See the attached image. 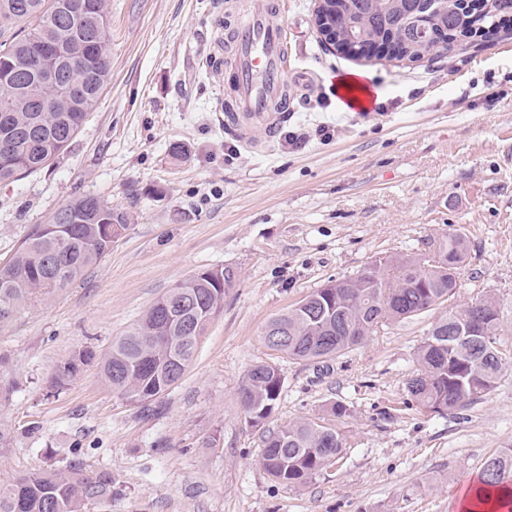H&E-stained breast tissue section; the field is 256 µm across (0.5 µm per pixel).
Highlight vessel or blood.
<instances>
[{
  "label": "vessel or blood",
  "instance_id": "1",
  "mask_svg": "<svg viewBox=\"0 0 512 512\" xmlns=\"http://www.w3.org/2000/svg\"><path fill=\"white\" fill-rule=\"evenodd\" d=\"M233 37L236 109L225 113L224 125L246 149L265 152L287 114L285 30L272 10L259 9L240 21Z\"/></svg>",
  "mask_w": 512,
  "mask_h": 512
}]
</instances>
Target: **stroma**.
<instances>
[{
    "mask_svg": "<svg viewBox=\"0 0 512 512\" xmlns=\"http://www.w3.org/2000/svg\"><path fill=\"white\" fill-rule=\"evenodd\" d=\"M263 2L110 0L111 75L96 109L63 155L0 183V263L79 195L128 222L99 264L0 327V482L77 460L114 478L90 512H458L485 458L512 448V11L431 63L354 60L324 47L314 0H273L288 33V126L336 116L340 127L300 152L230 153L218 107L232 76L206 56L218 22ZM354 71L368 75L374 109L342 105L336 80ZM320 98L328 107L310 111ZM448 235L466 240L468 258L436 310L323 362L268 347L270 318L312 289ZM225 266L237 278L224 311L157 398L160 413L113 391L101 375L113 340L177 282ZM485 294L499 303L506 356L494 388L425 411L407 391L419 346L438 317ZM85 348L93 361L52 387ZM260 363L279 367L283 386L256 427L240 389ZM315 418L343 434L341 458L304 487L275 482L260 464L264 435ZM93 358L94 354L89 349L75 353L67 362L56 369L52 376V384L55 387L68 385L77 376L81 365Z\"/></svg>",
    "mask_w": 512,
    "mask_h": 512,
    "instance_id": "obj_1",
    "label": "stroma"
}]
</instances>
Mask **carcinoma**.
Here are the masks:
<instances>
[{"label":"carcinoma","mask_w":512,"mask_h":512,"mask_svg":"<svg viewBox=\"0 0 512 512\" xmlns=\"http://www.w3.org/2000/svg\"><path fill=\"white\" fill-rule=\"evenodd\" d=\"M396 0H346V21L369 37L394 42L402 58L414 61L434 45L431 34H465L475 19L465 0H442L429 32L408 29ZM512 10V0H488L484 20ZM108 0H0V34L23 29L0 42V183L13 182L45 167L64 153L98 104L108 83L106 43ZM57 67L68 82H82L85 96L68 112L58 111L62 86L40 81L38 70ZM41 101L44 109L33 108ZM127 227L124 214L94 196H77L31 230L13 258L0 264V325L9 322L38 296L68 287L112 250ZM468 256L460 236L440 240L433 255L421 260L389 256L364 269L356 279L341 278L316 288L269 325L288 329L278 351L303 361L338 357L391 321L415 317L448 300L457 288L458 265ZM211 270L177 283L159 296L115 341L101 373L113 390L132 404L153 401L168 391L192 363L199 340L184 330L187 319L200 333L224 310V294L234 283L217 286ZM479 306L439 317L417 352L419 368L407 389L424 409L443 413L484 398L496 383L503 353L496 346L499 307L488 294ZM470 322L476 341H460L451 330ZM87 349L59 366L52 384L75 379L92 360ZM282 387L279 369L257 364L246 374L241 393L247 415L258 426L272 412ZM343 451L338 430L306 419L264 438L261 464L267 474L290 487H301ZM512 489V448L489 455L475 488L478 503ZM112 498V473L89 471L79 461L62 470L23 475L0 485V512H89Z\"/></svg>","instance_id":"obj_1"}]
</instances>
